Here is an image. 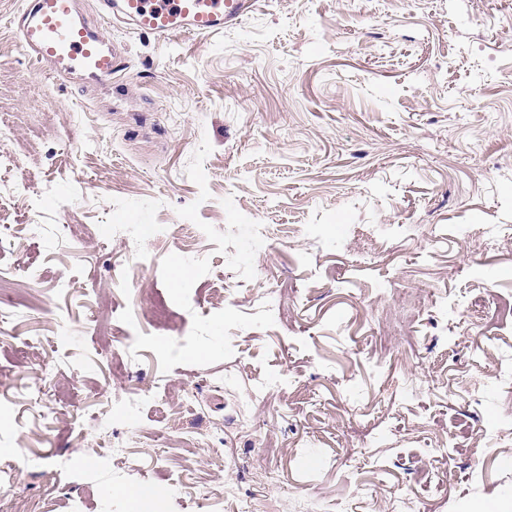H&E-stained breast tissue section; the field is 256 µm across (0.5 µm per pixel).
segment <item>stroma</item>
<instances>
[{
	"mask_svg": "<svg viewBox=\"0 0 512 512\" xmlns=\"http://www.w3.org/2000/svg\"><path fill=\"white\" fill-rule=\"evenodd\" d=\"M110 35L127 67L100 89L48 77L0 23V145L17 151L0 271L35 275L0 299V512H69L77 457L84 512H146L148 488L193 512L220 483L217 512H294V494L315 512H512V445L487 430L512 422V0H260L206 39ZM230 282L236 306L213 308ZM283 282L282 320L249 314ZM283 365L295 382L262 433L231 422ZM192 387L200 406L177 404ZM358 420L372 439L352 471ZM215 431L235 463L220 477L190 441ZM117 435L140 471L105 466Z\"/></svg>",
	"mask_w": 512,
	"mask_h": 512,
	"instance_id": "1",
	"label": "stroma"
}]
</instances>
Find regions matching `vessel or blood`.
<instances>
[{
  "mask_svg": "<svg viewBox=\"0 0 512 512\" xmlns=\"http://www.w3.org/2000/svg\"><path fill=\"white\" fill-rule=\"evenodd\" d=\"M78 0H27L7 16L22 50L49 76L108 87L125 68L121 46L109 45L105 28L120 22L160 40L205 37L238 26L255 0H100L95 23L77 20Z\"/></svg>",
  "mask_w": 512,
  "mask_h": 512,
  "instance_id": "obj_1",
  "label": "vessel or blood"
}]
</instances>
